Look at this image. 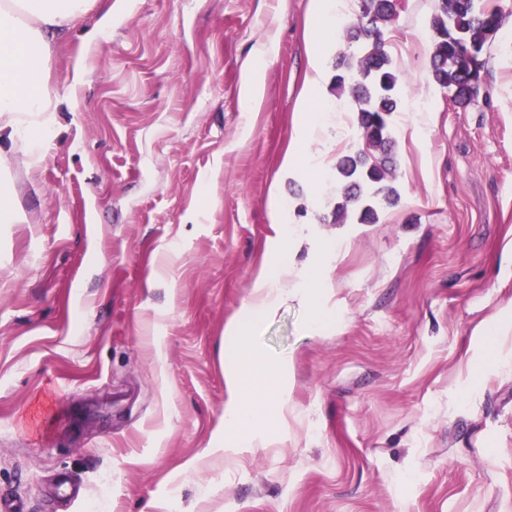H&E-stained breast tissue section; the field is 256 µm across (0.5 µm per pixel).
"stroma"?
<instances>
[{
    "label": "stroma",
    "mask_w": 512,
    "mask_h": 512,
    "mask_svg": "<svg viewBox=\"0 0 512 512\" xmlns=\"http://www.w3.org/2000/svg\"><path fill=\"white\" fill-rule=\"evenodd\" d=\"M436 9L386 26L400 200L376 224L332 221L352 47L310 0H127L90 47L94 4L66 30L43 162L13 167L27 221L0 223L5 512H512V19L461 108L429 78ZM282 257L319 286L250 342L291 366L288 415L228 449L224 330Z\"/></svg>",
    "instance_id": "1"
}]
</instances>
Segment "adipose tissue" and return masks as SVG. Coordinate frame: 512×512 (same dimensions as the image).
I'll use <instances>...</instances> for the list:
<instances>
[{
    "instance_id": "obj_1",
    "label": "adipose tissue",
    "mask_w": 512,
    "mask_h": 512,
    "mask_svg": "<svg viewBox=\"0 0 512 512\" xmlns=\"http://www.w3.org/2000/svg\"><path fill=\"white\" fill-rule=\"evenodd\" d=\"M89 0H0V139L36 144L39 134L51 129L57 95L49 82V63L56 34L80 18ZM288 268L274 262L258 274L254 293L243 318L225 330L224 380L230 393L224 405V444L248 423L252 405L247 401L245 378L256 360L248 345L261 320L287 301L283 288Z\"/></svg>"
}]
</instances>
